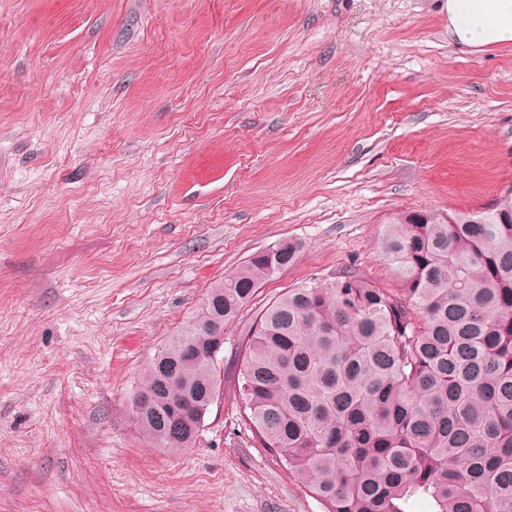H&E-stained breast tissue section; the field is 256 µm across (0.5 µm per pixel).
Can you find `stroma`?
<instances>
[{"label": "stroma", "mask_w": 512, "mask_h": 512, "mask_svg": "<svg viewBox=\"0 0 512 512\" xmlns=\"http://www.w3.org/2000/svg\"><path fill=\"white\" fill-rule=\"evenodd\" d=\"M512 191V44L448 0H0V512H323L232 380L195 443L136 429L155 351L277 242L253 310L380 253L404 211ZM448 38L475 50L512 42V0H448Z\"/></svg>", "instance_id": "35a3bbf8"}]
</instances>
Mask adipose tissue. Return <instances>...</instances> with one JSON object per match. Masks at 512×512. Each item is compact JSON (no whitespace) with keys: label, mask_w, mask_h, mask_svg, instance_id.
<instances>
[{"label":"adipose tissue","mask_w":512,"mask_h":512,"mask_svg":"<svg viewBox=\"0 0 512 512\" xmlns=\"http://www.w3.org/2000/svg\"><path fill=\"white\" fill-rule=\"evenodd\" d=\"M448 38L475 50L512 42V0H448Z\"/></svg>","instance_id":"adipose-tissue-1"}]
</instances>
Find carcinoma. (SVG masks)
I'll list each match as a JSON object with an SVG mask.
<instances>
[{
  "mask_svg": "<svg viewBox=\"0 0 512 512\" xmlns=\"http://www.w3.org/2000/svg\"><path fill=\"white\" fill-rule=\"evenodd\" d=\"M382 255L403 288L349 268L269 302L238 339L235 388L260 444L323 512H512V197L484 211L386 224ZM284 241L215 282L158 349L136 391L140 433L171 451L196 441L224 357L203 330L233 323L294 262Z\"/></svg>",
  "mask_w": 512,
  "mask_h": 512,
  "instance_id": "carcinoma-1",
  "label": "carcinoma"
}]
</instances>
